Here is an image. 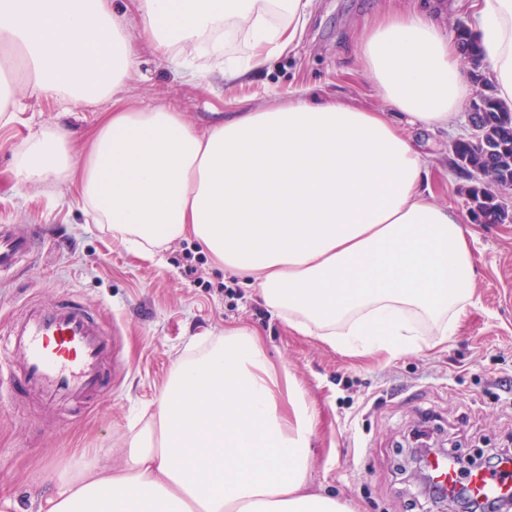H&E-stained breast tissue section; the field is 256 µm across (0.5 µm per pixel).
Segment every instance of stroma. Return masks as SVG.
<instances>
[{"mask_svg":"<svg viewBox=\"0 0 512 512\" xmlns=\"http://www.w3.org/2000/svg\"><path fill=\"white\" fill-rule=\"evenodd\" d=\"M387 0H313L294 47L259 76L228 87L218 67L183 78L136 14L126 26L137 70L130 102L174 105L198 130L225 113L256 109L288 90L366 109L383 106L362 77L356 42ZM111 100L62 111L57 98L29 100L28 125L0 128V224L40 225L45 242L31 262L0 280V330L30 303L83 306L110 333L105 383L82 402L52 404L30 391L0 406V494L11 512H39L72 457L117 445L129 423L159 397L177 358L199 351L230 324L257 330L273 362L286 363L317 413L307 488L347 501L354 512H448L421 496L397 465L415 436L446 442L463 454L512 449V220L468 221L480 262L474 303L448 342L387 361L352 358L288 330L255 289L241 284L194 238L168 244L155 259L132 254L79 208L69 182L18 187L14 149L29 129L61 125L82 154ZM469 133L465 117L450 130L419 131L437 202L466 212L467 185L453 144Z\"/></svg>","mask_w":512,"mask_h":512,"instance_id":"obj_1","label":"stroma"}]
</instances>
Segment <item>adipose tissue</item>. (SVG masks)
I'll use <instances>...</instances> for the list:
<instances>
[{"instance_id":"1","label":"adipose tissue","mask_w":512,"mask_h":512,"mask_svg":"<svg viewBox=\"0 0 512 512\" xmlns=\"http://www.w3.org/2000/svg\"><path fill=\"white\" fill-rule=\"evenodd\" d=\"M310 0H131L157 48L218 54L219 28L243 36L254 75L298 40ZM484 73L512 105V0H475ZM363 75L386 104L367 110L299 91L207 131L173 106L120 92L135 69L112 0H0V126L24 123L21 94L70 112L111 98L74 156L59 126L12 154L20 186H77L83 209L132 253L155 258L191 236L259 291L293 332L357 358H393L453 336L473 300L472 234L433 201L412 132L452 126L472 73L439 12L391 7L357 42ZM315 410L257 331L225 327L180 357L148 418L116 448L73 458L41 512H351L307 490Z\"/></svg>"}]
</instances>
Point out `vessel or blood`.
Returning <instances> with one entry per match:
<instances>
[{
    "mask_svg": "<svg viewBox=\"0 0 512 512\" xmlns=\"http://www.w3.org/2000/svg\"><path fill=\"white\" fill-rule=\"evenodd\" d=\"M40 229L0 225V274L31 257ZM110 346L101 325L79 307L61 303L49 310L26 307L0 344V387L14 382L39 391L53 402H68L90 394L102 384V363ZM477 497L512 496V470L479 472L468 480Z\"/></svg>",
    "mask_w": 512,
    "mask_h": 512,
    "instance_id": "obj_1",
    "label": "vessel or blood"
}]
</instances>
